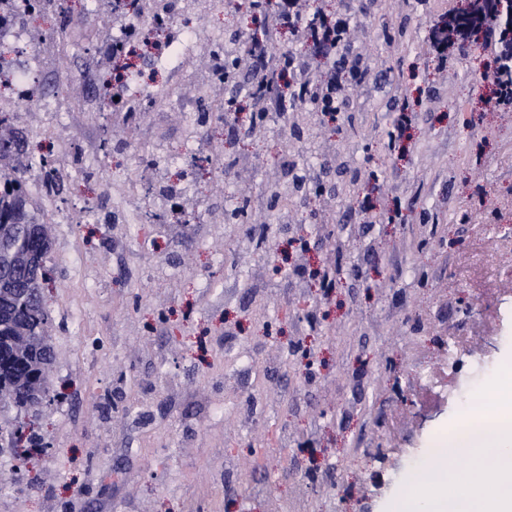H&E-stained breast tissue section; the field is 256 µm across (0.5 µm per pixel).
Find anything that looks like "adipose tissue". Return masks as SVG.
<instances>
[{"label": "adipose tissue", "mask_w": 512, "mask_h": 512, "mask_svg": "<svg viewBox=\"0 0 512 512\" xmlns=\"http://www.w3.org/2000/svg\"><path fill=\"white\" fill-rule=\"evenodd\" d=\"M452 454L470 462L466 473L449 470ZM487 469L499 475L494 484L480 480ZM387 512H512V381L496 385L480 412L434 440Z\"/></svg>", "instance_id": "1"}]
</instances>
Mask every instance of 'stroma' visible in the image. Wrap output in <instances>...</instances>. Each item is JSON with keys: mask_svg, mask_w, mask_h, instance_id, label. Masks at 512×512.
I'll return each mask as SVG.
<instances>
[{"mask_svg": "<svg viewBox=\"0 0 512 512\" xmlns=\"http://www.w3.org/2000/svg\"><path fill=\"white\" fill-rule=\"evenodd\" d=\"M248 2L180 0L172 32L193 40L166 66L136 59L167 99L131 124L90 85L106 61L80 26L122 33L103 0L55 2L32 26L57 108L24 105L15 126L83 175L39 203L52 389L37 413L0 410L41 440L0 454V512H385L505 372L512 246L485 227L512 224V112L487 101L493 50L444 72L427 59L458 0H309L348 18L375 73L335 117L294 133L276 111L243 138L210 110V42L230 50L265 26ZM403 19L413 42L395 48L382 30ZM406 103L415 120L392 153ZM368 203L395 220L364 223ZM300 237L308 252L290 251ZM285 250L340 266L329 300Z\"/></svg>", "mask_w": 512, "mask_h": 512, "instance_id": "35a3bbf8", "label": "stroma"}]
</instances>
